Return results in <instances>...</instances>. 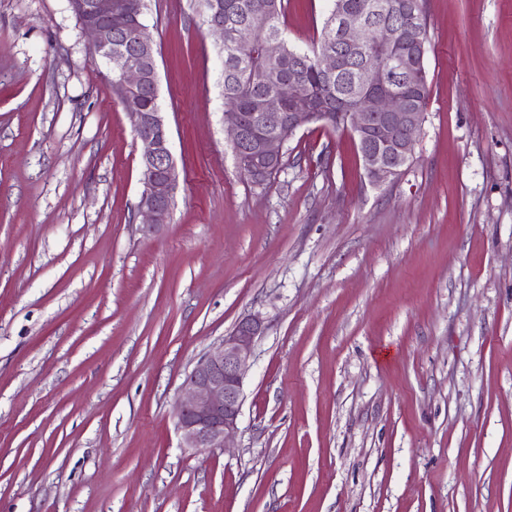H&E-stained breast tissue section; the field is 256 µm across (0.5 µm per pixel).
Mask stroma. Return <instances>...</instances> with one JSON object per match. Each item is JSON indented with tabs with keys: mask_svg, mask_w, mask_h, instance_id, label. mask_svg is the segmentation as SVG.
<instances>
[{
	"mask_svg": "<svg viewBox=\"0 0 512 512\" xmlns=\"http://www.w3.org/2000/svg\"><path fill=\"white\" fill-rule=\"evenodd\" d=\"M179 172L142 146L67 0H0V512H512V0H429L430 97L393 184L316 124L257 187L197 0H146ZM329 0H289L308 48ZM266 325L225 447L186 374Z\"/></svg>",
	"mask_w": 512,
	"mask_h": 512,
	"instance_id": "35a3bbf8",
	"label": "stroma"
}]
</instances>
